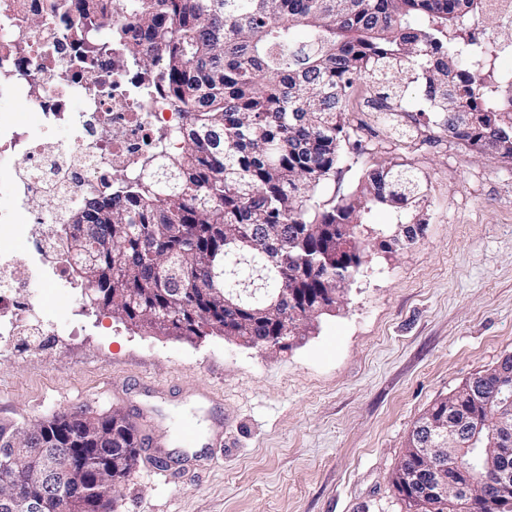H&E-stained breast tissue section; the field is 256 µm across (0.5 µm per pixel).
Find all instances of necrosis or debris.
<instances>
[{
  "mask_svg": "<svg viewBox=\"0 0 512 512\" xmlns=\"http://www.w3.org/2000/svg\"><path fill=\"white\" fill-rule=\"evenodd\" d=\"M60 0H12L0 8V98L23 100L32 124L0 114V172H6L9 207L0 211V232L24 239V256L0 252V335L13 334L14 308L36 309L41 294H26L27 278L49 287H69V263L59 247L70 207L84 205L112 185L115 172L134 173L144 155L157 147L156 131L178 122L164 97L132 84L122 67L123 52L97 59L93 68L70 69L75 44L59 27ZM42 15L38 28L25 15ZM64 126L72 136L51 138ZM113 136H106V129ZM52 195L57 208L43 214L40 201Z\"/></svg>",
  "mask_w": 512,
  "mask_h": 512,
  "instance_id": "obj_1",
  "label": "necrosis or debris"
}]
</instances>
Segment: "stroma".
<instances>
[{"label":"stroma","mask_w":512,"mask_h":512,"mask_svg":"<svg viewBox=\"0 0 512 512\" xmlns=\"http://www.w3.org/2000/svg\"><path fill=\"white\" fill-rule=\"evenodd\" d=\"M371 94L360 83L348 102L364 152L342 149L321 198L354 192L371 168L409 163L430 202L414 243L372 245L344 303L286 348L165 336L84 308L80 291L32 284L45 298L22 319L71 333L39 349L0 339V420L71 408L132 420L147 409L168 470L156 473L140 448L117 512H409L393 479L416 421L512 354V161L408 115L414 135L397 140L366 108Z\"/></svg>","instance_id":"35a3bbf8"}]
</instances>
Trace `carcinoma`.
Segmentation results:
<instances>
[{"label":"carcinoma","instance_id":"carcinoma-1","mask_svg":"<svg viewBox=\"0 0 512 512\" xmlns=\"http://www.w3.org/2000/svg\"><path fill=\"white\" fill-rule=\"evenodd\" d=\"M130 18L98 30L108 15ZM66 29L90 65L105 44H120L141 73L156 78L181 126L161 132L175 147L153 152L138 173L112 175L116 188L70 212L65 232L71 275L84 285V306L108 310L136 328L188 339L224 335V319L259 342L304 336L312 318L292 324L289 310H330L341 302L336 277L359 272L368 256L365 215L376 206L398 214L390 229H372L379 246L404 244L401 226L422 224L427 180L407 164L366 172L355 195L322 201L351 140L346 104L355 83L370 82L383 119L407 112L409 85L421 82L417 117L491 158L512 160V80L498 61L512 47V25L494 16L492 0H70ZM306 30L302 39L293 29ZM188 270L183 285L167 272ZM234 296L232 306L224 299ZM465 382L422 419L438 420L456 401L465 421L450 448L512 430L493 414L497 380ZM83 449L85 482L67 500L36 488L42 512L83 503L99 512L112 497L109 449L139 456L131 422L83 418L65 410L41 427L0 423V448ZM448 475L458 486L490 494L493 474L466 452ZM394 486L416 512H512L487 500H438Z\"/></svg>","mask_w":512,"mask_h":512}]
</instances>
